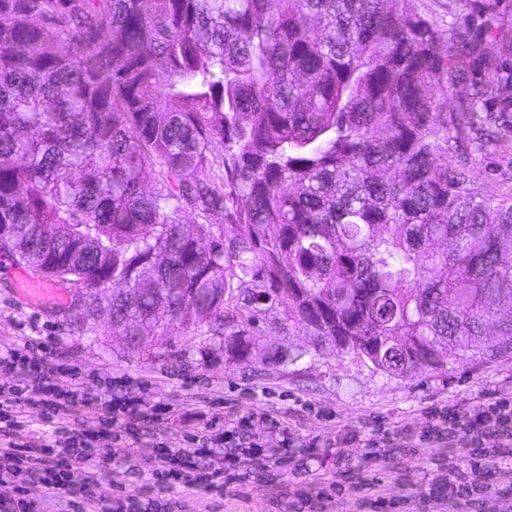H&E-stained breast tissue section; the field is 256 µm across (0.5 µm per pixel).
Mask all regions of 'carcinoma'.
I'll list each match as a JSON object with an SVG mask.
<instances>
[{
	"label": "carcinoma",
	"mask_w": 512,
	"mask_h": 512,
	"mask_svg": "<svg viewBox=\"0 0 512 512\" xmlns=\"http://www.w3.org/2000/svg\"><path fill=\"white\" fill-rule=\"evenodd\" d=\"M406 3L0 0L9 252L89 289L77 325L108 311L133 352L165 321L246 364L285 298L275 325L309 344L284 366L326 345L394 378L512 357V199L456 154L512 126V41L486 47L499 0H448L446 30Z\"/></svg>",
	"instance_id": "carcinoma-1"
}]
</instances>
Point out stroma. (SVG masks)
I'll return each mask as SVG.
<instances>
[{
	"instance_id": "stroma-1",
	"label": "stroma",
	"mask_w": 512,
	"mask_h": 512,
	"mask_svg": "<svg viewBox=\"0 0 512 512\" xmlns=\"http://www.w3.org/2000/svg\"><path fill=\"white\" fill-rule=\"evenodd\" d=\"M472 176L485 197L512 192V148L480 157ZM20 269L0 251V354L28 348L59 391L77 380L96 398L60 418L27 407L13 442L53 438L60 424L75 431L97 424L109 401L136 398L167 411L134 439L113 426L108 463L93 472L73 467V488L91 485L97 498L122 502L127 512H140L146 501L153 512H512L507 468L488 472L476 508L413 497L447 481L449 456L466 452L444 435L424 439L425 411L512 394V359L406 379L329 350L288 367L258 353L243 366L221 354L202 357L208 333L183 328L166 331L153 354H132L107 319L83 330L70 323L66 308L20 297ZM311 435L320 446L310 453ZM161 448L211 449L229 484L220 491L178 487L171 499H149L146 487L163 470Z\"/></svg>"
}]
</instances>
